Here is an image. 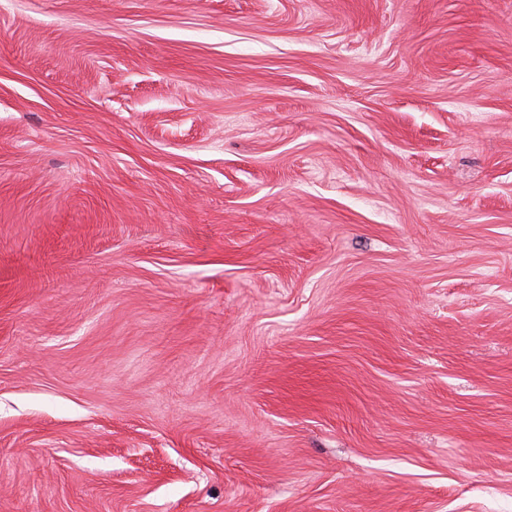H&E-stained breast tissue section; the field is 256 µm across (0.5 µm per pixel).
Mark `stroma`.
<instances>
[{
  "instance_id": "1",
  "label": "stroma",
  "mask_w": 512,
  "mask_h": 512,
  "mask_svg": "<svg viewBox=\"0 0 512 512\" xmlns=\"http://www.w3.org/2000/svg\"><path fill=\"white\" fill-rule=\"evenodd\" d=\"M0 512H512V0H0Z\"/></svg>"
}]
</instances>
